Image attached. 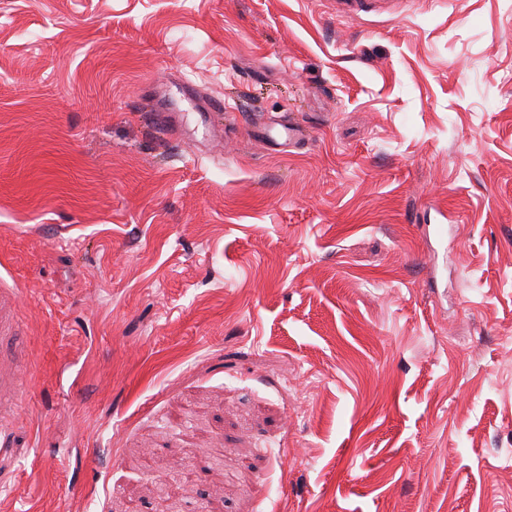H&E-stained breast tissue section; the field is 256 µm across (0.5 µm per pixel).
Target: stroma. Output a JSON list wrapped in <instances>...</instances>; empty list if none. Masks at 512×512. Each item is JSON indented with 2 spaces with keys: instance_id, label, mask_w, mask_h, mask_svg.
I'll return each instance as SVG.
<instances>
[{
  "instance_id": "1",
  "label": "stroma",
  "mask_w": 512,
  "mask_h": 512,
  "mask_svg": "<svg viewBox=\"0 0 512 512\" xmlns=\"http://www.w3.org/2000/svg\"><path fill=\"white\" fill-rule=\"evenodd\" d=\"M0 440V512H512V5L0 0Z\"/></svg>"
}]
</instances>
